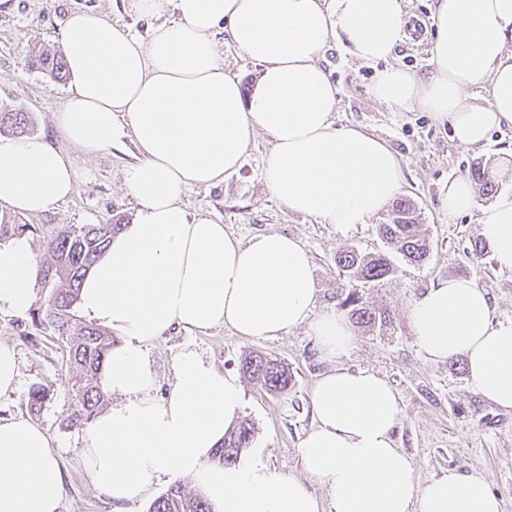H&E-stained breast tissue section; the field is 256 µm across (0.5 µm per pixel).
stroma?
Returning <instances> with one entry per match:
<instances>
[{"mask_svg": "<svg viewBox=\"0 0 512 512\" xmlns=\"http://www.w3.org/2000/svg\"><path fill=\"white\" fill-rule=\"evenodd\" d=\"M435 4L436 0H404L406 22L419 19L427 25L425 44L419 47L404 38L391 58L392 64L419 78L430 75L432 69ZM80 9L95 10L111 22L128 26L142 39L153 25L152 20L134 13L128 0H12L11 10L0 12V106L29 113L33 133L53 135V117L68 94V85L33 69L31 52L38 46L62 48L65 21ZM319 63L337 89V125L373 132L399 155L400 195L414 201L432 245L425 265H412L393 255V275L376 287L363 289L364 300L388 309L391 323L372 333L354 328V346L340 364L373 370L395 387L402 410L394 435L396 446L411 459L420 481L446 476L452 469L482 471L502 503V512H512V409L495 406L472 390L465 359L436 363L425 359L409 317L414 297L431 283L455 276L478 278L491 290L498 318L512 320V272L499 271L490 251L473 253L474 243L482 239L478 211L449 215L445 198L449 181L469 175L472 163L480 158L489 162L498 193H512V126L493 131L482 150H471L454 140L448 123L435 120L430 113L414 107L394 111L372 100L369 88L375 65L357 61L343 44L327 45ZM269 149L266 137H257L236 173L225 177L220 186L191 189L183 204L190 213L210 215L245 241L271 231L298 236L312 257L317 308L336 307L337 251L350 245L372 253L386 250L379 233L383 217L375 215L342 232L334 225L289 212L261 179ZM63 150L77 171L72 196L47 213L16 217L17 222L31 225L33 251L40 260L45 257L43 235L49 230L109 220L126 224L135 211L122 183L123 169L133 159L131 150L92 157L68 144ZM0 342L15 348L20 367L19 389L0 398V416L27 413L32 386L50 390L49 400L33 420L51 435L63 469L60 512H147L150 498L118 508L93 486L82 463L83 430L62 426L76 400L72 373L49 331L36 329L32 314L0 312ZM187 344L221 371L239 372L243 358L252 352L288 367L292 382L286 392L271 393L244 382L241 414L255 427L252 451L261 452L279 473L303 483L316 496H324L323 486L304 471L299 454L300 443L313 425L314 384L330 368L307 330L273 340H243L221 326L204 332L172 329L149 346L158 397L169 392L175 357Z\"/></svg>", "mask_w": 512, "mask_h": 512, "instance_id": "obj_1", "label": "stroma"}]
</instances>
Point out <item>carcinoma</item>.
<instances>
[{
  "mask_svg": "<svg viewBox=\"0 0 512 512\" xmlns=\"http://www.w3.org/2000/svg\"><path fill=\"white\" fill-rule=\"evenodd\" d=\"M34 64L46 71L54 80L66 76L64 56L48 49L34 52ZM31 119L26 112L0 107V134L23 135L30 129ZM471 176L482 193L496 191L482 163L472 165ZM30 229L28 224H18L6 216L0 217V241L22 234ZM122 229L120 224H70L45 237L48 258L39 268V285L48 290L44 308L38 310L33 321L53 333V338L65 344L67 363L76 371L71 389L77 409L70 413L63 424L68 429H80L99 413L104 393L96 383L98 369L112 347V335L93 324L74 322L72 309L78 300L80 280L106 247L109 239ZM382 236L390 248L401 257L417 265L424 264L430 255L428 235L421 231L411 200L402 199L393 206L387 223L381 225ZM336 299L341 309L360 326L373 329L386 320L385 312L371 308L351 289L354 282L364 284L379 282L394 272V266L385 253H364L354 246L336 253ZM242 370L252 381L266 391L282 393L288 389L291 375L288 368L262 354L252 355L242 363ZM50 390L33 387L28 394L30 412H39L49 400ZM255 434L254 424L243 419L229 428L224 442L216 449L213 461L234 464L250 447ZM148 512H211L207 500L187 493L181 482H174L150 504Z\"/></svg>",
  "mask_w": 512,
  "mask_h": 512,
  "instance_id": "cac0c4a2",
  "label": "carcinoma"
}]
</instances>
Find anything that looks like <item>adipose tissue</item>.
<instances>
[{
    "instance_id": "1",
    "label": "adipose tissue",
    "mask_w": 512,
    "mask_h": 512,
    "mask_svg": "<svg viewBox=\"0 0 512 512\" xmlns=\"http://www.w3.org/2000/svg\"><path fill=\"white\" fill-rule=\"evenodd\" d=\"M129 3L156 19L148 40L91 10L69 15L71 88L55 114L58 134L87 154L127 140L137 151L123 184L138 208L86 271L78 295L84 317L120 336L97 375L116 401L85 436L92 484L126 503L162 479L188 477L212 512H501L480 471L416 478L393 438L401 414L394 388L371 370L339 365L353 331L341 311L317 309L301 239L273 232L244 241L181 200L236 172L262 133L270 143L262 179L288 211L342 231L366 223L400 193L402 165L376 135L337 126V90L318 62L325 47L340 39L358 61L379 63L372 99L419 107L448 121L459 145L479 150L494 129L512 126V0H437L432 72L423 80L388 62L404 37L402 0ZM169 8L175 18L163 20ZM222 35L262 66L250 96L224 70ZM476 85L486 87L483 99L471 95ZM74 187L68 157L49 138L0 137V203L42 214ZM447 202L452 215L479 210L498 268L512 272V194L480 204L474 182L462 177L449 182ZM37 279L28 236L0 244V312L26 313ZM410 322L425 358L463 357L472 389L512 409V320L495 319L488 288L472 277L440 280L413 299ZM218 325L246 339L303 327L331 362L315 384V425L300 447L327 502L261 458L214 462L244 404L237 374L187 345L167 398L155 397L149 344L176 327ZM63 483L48 432L24 416H0V512H59Z\"/></svg>"
}]
</instances>
